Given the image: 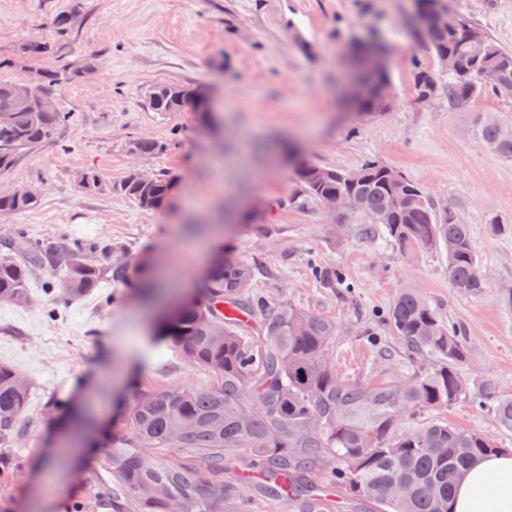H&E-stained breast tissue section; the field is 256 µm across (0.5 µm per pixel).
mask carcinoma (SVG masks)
Listing matches in <instances>:
<instances>
[{"instance_id":"1","label":"carcinoma","mask_w":512,"mask_h":512,"mask_svg":"<svg viewBox=\"0 0 512 512\" xmlns=\"http://www.w3.org/2000/svg\"><path fill=\"white\" fill-rule=\"evenodd\" d=\"M484 52L468 76L448 75V104L461 106L485 89L477 74L496 73L512 84V51L498 45L476 23L458 16L454 32L427 27L421 46L441 58H468L471 36ZM365 95L361 112H383L391 104L378 100L388 71L362 67ZM52 72L32 75L28 85L46 95ZM14 82L0 78V172L50 142L67 121L57 109L31 112L16 104ZM197 91L175 84L154 86L148 107L160 114L193 105ZM476 133L486 148L512 157V134L493 117H483ZM132 149L153 156L163 145L149 138L131 141ZM387 165L368 161L345 172L305 162L296 168L304 197L320 205L336 195L356 196L371 236L381 232L407 253L438 248L448 258L450 286L479 296L485 288L470 225L448 210H437L424 190L406 176L393 178ZM112 190L144 210L163 209L172 179L156 173L147 183L136 172L112 184ZM38 198L23 190L0 195V213L34 208ZM125 254L117 242L44 240L18 227L0 245V301L24 305L30 279L43 276L44 312L93 292L105 278L119 287L129 282L134 266L118 262ZM314 278L329 288L351 287L343 269L311 265ZM255 269L244 261L215 265L195 299L161 321L156 339L163 350L178 353L212 377L204 387L137 388L135 403L122 430L112 435L104 464L113 480L91 486L73 512H85L86 500L112 512H224L241 504L236 486L224 482V466L239 452L251 456L250 467L265 473L255 489L269 497L301 499L308 512H325L316 467L330 468L328 483L354 500L374 505L373 512H452L456 485L482 457L502 454L497 441L475 431L448 425L436 414L463 401L488 407L500 426L512 432V393L491 379L474 385L464 374L469 360L461 328L441 318L437 306L412 289L398 293L384 316L399 349L381 348L380 356L403 355L404 375L382 383L348 381L329 367L336 320L304 312L290 303L270 304L253 293ZM247 316L224 313V305ZM263 322L262 333L248 331V320ZM19 373L0 365V447L11 448L20 434L29 385Z\"/></svg>"}]
</instances>
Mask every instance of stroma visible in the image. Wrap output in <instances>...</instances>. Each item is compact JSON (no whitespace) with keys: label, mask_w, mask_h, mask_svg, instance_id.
Masks as SVG:
<instances>
[{"label":"stroma","mask_w":512,"mask_h":512,"mask_svg":"<svg viewBox=\"0 0 512 512\" xmlns=\"http://www.w3.org/2000/svg\"><path fill=\"white\" fill-rule=\"evenodd\" d=\"M451 6L512 49V0ZM414 16V0H0V77L24 83L34 71H57L49 92L69 115L52 142L0 174V190L32 188L39 197L32 209L0 214V242L21 226L38 239L119 242L132 261H148L127 286L101 282L52 320L37 280L28 306L0 303V364L30 384L21 443L0 450L21 461L16 473L0 475V512H64L83 498L88 478L106 479L104 436L120 427L137 386L210 384L206 370L150 346L157 315L140 285L170 269L188 294L217 257L252 264L254 292L267 301L334 318L330 360L339 377H398V367L377 368L362 326L401 289L415 288L463 329L470 380L492 378L512 391V308L501 300L512 289V233L492 230L512 225V157L475 135L486 112L512 125V99L481 91L458 109L443 89L420 98L417 74L438 76L444 68L418 43ZM292 26L299 37L289 34ZM376 37L387 47L392 104L358 113L344 100L345 58L353 43ZM39 42L51 53L21 55ZM158 84L196 89L205 102L151 112L147 94ZM138 137L165 149L137 159L128 145ZM291 149L347 171L375 160L418 183L436 208L470 226L483 294L456 293L439 251L404 255L363 236L364 215L346 213L334 223L319 203L299 202ZM140 165L172 178L166 208L144 211L113 192ZM92 171L103 183L82 188ZM315 263L343 268L355 299L316 283ZM55 395L70 397L94 429L82 455L51 473L43 459L72 437L68 417L47 405ZM441 416L512 450V432L473 404Z\"/></svg>","instance_id":"35a3bbf8"}]
</instances>
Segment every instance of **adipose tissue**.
Wrapping results in <instances>:
<instances>
[{
  "mask_svg": "<svg viewBox=\"0 0 512 512\" xmlns=\"http://www.w3.org/2000/svg\"><path fill=\"white\" fill-rule=\"evenodd\" d=\"M454 512H512V455L477 461L456 488Z\"/></svg>",
  "mask_w": 512,
  "mask_h": 512,
  "instance_id": "obj_1",
  "label": "adipose tissue"
}]
</instances>
